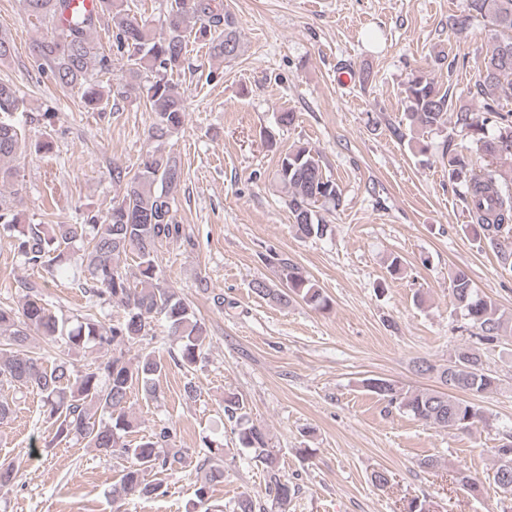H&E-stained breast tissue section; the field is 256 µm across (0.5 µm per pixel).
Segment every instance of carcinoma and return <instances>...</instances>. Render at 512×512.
Returning a JSON list of instances; mask_svg holds the SVG:
<instances>
[{
	"instance_id": "cac0c4a2",
	"label": "carcinoma",
	"mask_w": 512,
	"mask_h": 512,
	"mask_svg": "<svg viewBox=\"0 0 512 512\" xmlns=\"http://www.w3.org/2000/svg\"><path fill=\"white\" fill-rule=\"evenodd\" d=\"M29 16L46 25V34L34 41L31 52L41 70L62 88L79 89L85 102L99 105L104 94L93 79V70L105 72L110 57L99 53L91 34L101 17L108 15L117 33V51L126 56L128 72L139 79L138 89L146 95L154 121L150 137L163 141L184 125V100L173 81L185 59L187 38L194 35L211 44L216 57L231 60L238 55L239 38L234 22L224 13L223 0H170L166 27L149 29L131 14L128 0H94L88 10L76 0H24ZM488 18L495 26L492 49L478 69L476 86L483 97L482 111L462 108L451 112L448 91L422 71L413 70L403 85L409 130H438L453 124L469 137L486 159L483 172H474L472 160L463 152L448 153V180L463 186V198L485 239L494 244L502 234L512 232V168L497 163L512 162V111H505L502 99L512 98V0H467V12L452 19L457 32L467 29L472 17ZM26 111V101L11 84L0 82V183L14 180L12 162L25 145L23 127L12 119ZM276 178L286 194L292 230L299 238L323 239L333 234L325 214L342 205L336 182L323 173L320 157L307 146L282 154ZM184 170L177 157L157 147L145 154L133 176L116 167L112 181L123 187L122 195L98 219L87 224H23L19 213L0 193V230L13 238L14 245L32 268L70 265V247L80 243L83 275L91 284L90 298L114 303L124 315L106 324L93 313L67 317L51 312L30 282L25 301L18 308L0 306V383L19 389H33L41 396L54 439L76 438L84 447L126 461L113 495L152 497L165 493L160 478L169 466L183 458L175 447L173 427L163 424L131 443L125 435L137 427L126 411L130 391L138 387L149 398L159 392V381L167 369L156 351H142L136 361L125 358L123 348L152 335L162 323L177 344L171 356L186 371L201 358L207 330L195 315L191 302L161 285L158 248L181 235L174 204L184 182ZM136 258L135 277L120 265V256ZM264 260L277 267L281 287L264 280L252 284L255 294L286 306L299 299L318 312L332 309L331 299L287 258L269 254ZM451 303L475 329L470 337L492 344L512 335V317L501 311L488 296L475 288L469 275L456 270L451 276ZM41 338L49 346L62 344L69 351L90 346L112 349V355L78 369L64 357L33 345ZM421 375L434 374L446 390H406L391 380L368 378V391L410 415L435 427L468 431L483 419L480 407L453 392L480 396L497 389L498 379L484 367L481 355L471 347L459 348L444 366L427 360L415 362ZM239 396L224 397V413L238 418L237 439L263 466L268 492L283 508L293 500L298 487L284 478L273 451L267 448L265 430L237 416ZM209 452L208 469L196 485L195 505L209 503L212 488L224 482V444L202 439ZM494 482L502 493L512 496V434L502 437L494 449ZM155 479H146V472ZM17 480L9 462L0 463V491Z\"/></svg>"
}]
</instances>
